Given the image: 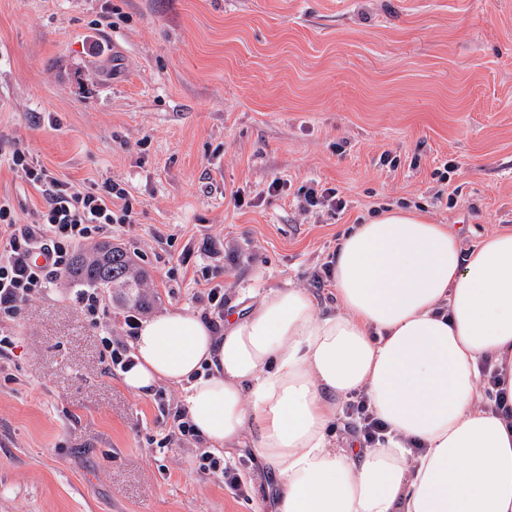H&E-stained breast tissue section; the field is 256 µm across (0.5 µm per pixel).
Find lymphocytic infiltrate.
Instances as JSON below:
<instances>
[{
	"label": "lymphocytic infiltrate",
	"instance_id": "f902f5d3",
	"mask_svg": "<svg viewBox=\"0 0 512 512\" xmlns=\"http://www.w3.org/2000/svg\"><path fill=\"white\" fill-rule=\"evenodd\" d=\"M23 170L46 203L33 224H19L9 201H0V315L15 317L32 295L56 285L69 268L77 245L112 235L116 224H130L135 211L128 192L113 184L104 192H82L63 182L14 148L6 159ZM45 264L33 263V253ZM342 417L354 437L366 445L383 440L385 427L375 417L363 393L347 398Z\"/></svg>",
	"mask_w": 512,
	"mask_h": 512
}]
</instances>
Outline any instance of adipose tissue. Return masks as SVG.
I'll list each match as a JSON object with an SVG mask.
<instances>
[{"instance_id": "ef3b65f1", "label": "adipose tissue", "mask_w": 512, "mask_h": 512, "mask_svg": "<svg viewBox=\"0 0 512 512\" xmlns=\"http://www.w3.org/2000/svg\"><path fill=\"white\" fill-rule=\"evenodd\" d=\"M336 247L333 308L287 285L220 328L165 312L131 340L124 384L178 388L212 449L250 445L278 480L276 512H512V414L479 392L488 363L512 400V230L467 246L392 207ZM354 392L385 442L337 441Z\"/></svg>"}]
</instances>
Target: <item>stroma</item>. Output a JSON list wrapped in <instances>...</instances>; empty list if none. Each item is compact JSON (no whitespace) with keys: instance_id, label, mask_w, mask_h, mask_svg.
Masks as SVG:
<instances>
[{"instance_id":"obj_1","label":"stroma","mask_w":512,"mask_h":512,"mask_svg":"<svg viewBox=\"0 0 512 512\" xmlns=\"http://www.w3.org/2000/svg\"><path fill=\"white\" fill-rule=\"evenodd\" d=\"M17 143L77 190L129 192L112 240L152 302L102 291L101 333L64 279L0 319V512H273L251 448L220 456L242 500L200 471L179 391H129L101 339L128 345L131 314L203 312L205 274L228 312L287 284L333 306L314 276L380 209L468 245L512 229V0H0V150ZM309 187L345 209L303 210ZM4 199L20 224L45 204L6 165Z\"/></svg>"}]
</instances>
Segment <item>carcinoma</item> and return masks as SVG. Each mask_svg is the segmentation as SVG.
<instances>
[{"instance_id":"cac0c4a2","label":"carcinoma","mask_w":512,"mask_h":512,"mask_svg":"<svg viewBox=\"0 0 512 512\" xmlns=\"http://www.w3.org/2000/svg\"><path fill=\"white\" fill-rule=\"evenodd\" d=\"M67 276L79 285L113 291L118 302L135 306L149 302L145 291L147 274L133 270L129 256L121 248L101 245L89 254L76 253Z\"/></svg>"}]
</instances>
